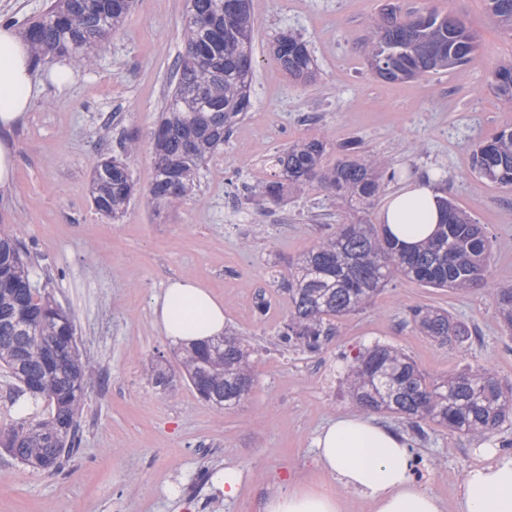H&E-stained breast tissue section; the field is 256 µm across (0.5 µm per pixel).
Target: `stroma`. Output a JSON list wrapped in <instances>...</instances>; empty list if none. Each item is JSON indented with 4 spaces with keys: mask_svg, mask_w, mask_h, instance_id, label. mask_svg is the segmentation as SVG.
<instances>
[{
    "mask_svg": "<svg viewBox=\"0 0 512 512\" xmlns=\"http://www.w3.org/2000/svg\"><path fill=\"white\" fill-rule=\"evenodd\" d=\"M385 0H252L254 75L246 119L199 170L179 205L156 207L151 134L161 120L183 52L187 0H135L90 69L72 67L64 84L45 82L13 137L15 182L0 193V228L19 224L34 280L74 319L95 384L81 411L80 447L59 471L19 463L0 451V512H256L287 483L331 484L312 439L337 413L354 410L344 366L377 344L400 351L423 372L450 377L479 365L512 385V333L485 289L466 292L391 280L374 303L344 318L318 354L279 346L275 332L288 298L275 279L308 251L327 224L356 211L320 188L289 191L280 203L254 191L264 162L291 143L357 138L365 154L399 178L432 172L441 192L491 239L489 272L512 285V187L480 178L475 146L512 125V103L488 88L512 62V30L488 16L485 0H393L402 11H452L479 35L463 66L404 82L376 78L366 61L371 21ZM282 32L302 38L315 78L293 81L270 56ZM138 149L127 153L128 141ZM124 157L134 184L122 217L96 212L90 161ZM194 277L224 300L232 333L253 350L254 388L240 405L217 410L184 379L173 343L155 324L152 299L169 279ZM270 308L259 315L257 302ZM447 310L475 331L471 346L441 344L414 328L408 309ZM172 376L152 387V364ZM419 459L418 487L457 512L462 480L482 464V439L433 422L415 434L385 411ZM238 468L241 485L225 501L213 474Z\"/></svg>",
    "mask_w": 512,
    "mask_h": 512,
    "instance_id": "1",
    "label": "stroma"
}]
</instances>
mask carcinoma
<instances>
[{"label": "carcinoma", "instance_id": "carcinoma-1", "mask_svg": "<svg viewBox=\"0 0 512 512\" xmlns=\"http://www.w3.org/2000/svg\"><path fill=\"white\" fill-rule=\"evenodd\" d=\"M222 0H188L184 24L185 53L176 63L175 82L164 116L153 133L154 175L148 194L158 205L175 206L187 195L206 159L223 144L251 107L253 20L243 15L217 18ZM132 0H54L42 16L27 23L26 36L35 56H67L77 66H92L95 51L117 32ZM497 22L512 29V0H487ZM371 57L386 56L387 82L419 78L440 70L414 54L424 47L452 66L465 64L479 46L476 33L448 15L418 11L397 15L387 4L370 25ZM288 41L285 71L315 72L313 57L299 37ZM494 92L512 103V64L492 76ZM327 143H295L269 159L271 178L259 194L281 199L288 187L317 182L337 197L370 207L382 191L385 164L360 155V141L341 145V156L323 166ZM473 168L484 180L512 186V126H506L473 150ZM92 195L96 211L112 218L124 212L133 184L126 163H94ZM443 214L438 234L420 248L400 246L376 224H338L281 277L288 294V313L277 330L279 342L294 351L316 354L336 335L340 319L371 305L387 282L401 275L431 288H484L512 331V287H497L489 278L490 240L482 227L448 197L439 201ZM21 228L0 229V367L27 392L35 412L10 425L0 448L23 464L56 470L78 446V418L94 380L82 361L71 316L41 291L30 277L29 257L19 238ZM426 336L459 345L469 328L448 312L427 306L409 311ZM245 340L223 337L184 350V377L198 396L224 410L239 405L243 385L253 382ZM351 393L366 411H388L413 427L433 421L449 430L487 438L512 414V389L486 368L468 369L449 378L432 377L411 359L388 346L358 353L347 369Z\"/></svg>", "mask_w": 512, "mask_h": 512}]
</instances>
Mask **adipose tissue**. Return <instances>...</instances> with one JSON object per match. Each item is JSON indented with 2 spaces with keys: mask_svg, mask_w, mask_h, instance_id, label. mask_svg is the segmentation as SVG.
<instances>
[{
  "mask_svg": "<svg viewBox=\"0 0 512 512\" xmlns=\"http://www.w3.org/2000/svg\"><path fill=\"white\" fill-rule=\"evenodd\" d=\"M38 86L29 40L1 24L0 134H11L25 119ZM439 196L434 174L417 175L388 196L379 221L404 246L419 245L438 229ZM152 313L166 336L186 345L222 335L227 327L223 300L188 277L171 279L154 297ZM314 446L335 490L291 486L269 496L260 512H342L346 492L368 501L372 512H444L438 496L415 485L406 437L378 419L339 413L318 431ZM482 453L485 464L464 477L460 512H512V454L491 443Z\"/></svg>",
  "mask_w": 512,
  "mask_h": 512,
  "instance_id": "adipose-tissue-1",
  "label": "adipose tissue"
}]
</instances>
